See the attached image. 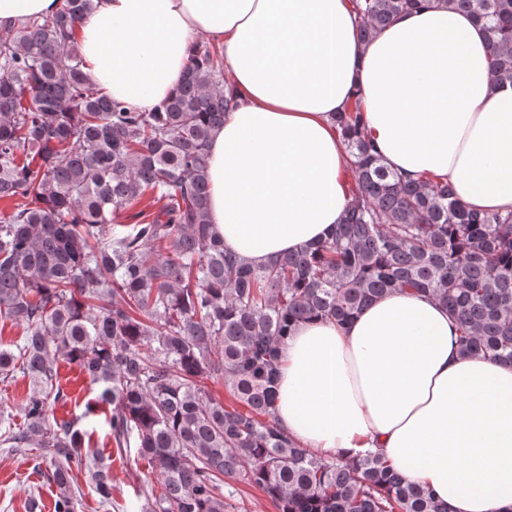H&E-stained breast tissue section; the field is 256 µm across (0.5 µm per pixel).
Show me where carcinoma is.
I'll list each match as a JSON object with an SVG mask.
<instances>
[{
    "mask_svg": "<svg viewBox=\"0 0 512 512\" xmlns=\"http://www.w3.org/2000/svg\"><path fill=\"white\" fill-rule=\"evenodd\" d=\"M371 40L399 14L455 7L481 22L493 85L512 86V0H351ZM93 0L0 30V319L25 329L0 345V383L22 374L21 421L0 410V447L37 451L75 512L78 476L112 504V477L83 420L108 406L107 435L159 487L138 512H228L239 487L277 512H448L378 451L323 459L278 424L281 345L312 318L344 325L397 291L426 294L457 323L465 356L512 363V211L464 207L446 179L404 181L364 129L356 96L334 116L350 203L329 237L253 267L209 221L208 148L224 125V60L200 44L154 112L97 87L75 47ZM133 223L120 215L133 207ZM97 386L71 418L59 362ZM221 379L231 402L208 381Z\"/></svg>",
    "mask_w": 512,
    "mask_h": 512,
    "instance_id": "carcinoma-1",
    "label": "carcinoma"
}]
</instances>
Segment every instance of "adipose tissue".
Instances as JSON below:
<instances>
[{
    "instance_id": "adipose-tissue-1",
    "label": "adipose tissue",
    "mask_w": 512,
    "mask_h": 512,
    "mask_svg": "<svg viewBox=\"0 0 512 512\" xmlns=\"http://www.w3.org/2000/svg\"><path fill=\"white\" fill-rule=\"evenodd\" d=\"M350 0H94L77 29L91 80L151 109L196 36L224 51L234 106L209 149V218L261 265L327 238L348 204L332 122L355 96L385 164L445 178L462 205L512 210V87L491 83L483 27L449 8L399 15L369 44ZM448 311L395 291L348 323H299L281 346L278 420L318 455L380 449L448 512L512 507V365L463 357Z\"/></svg>"
}]
</instances>
